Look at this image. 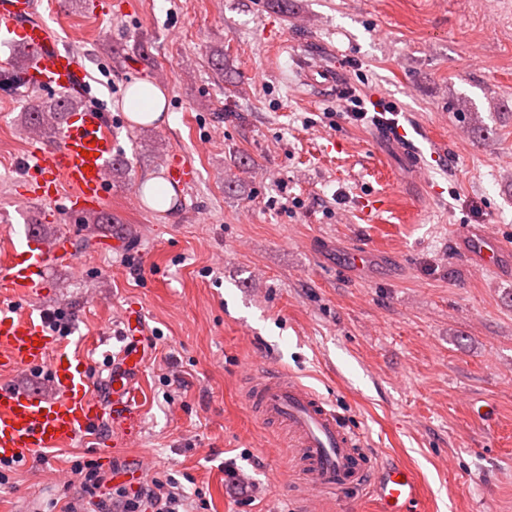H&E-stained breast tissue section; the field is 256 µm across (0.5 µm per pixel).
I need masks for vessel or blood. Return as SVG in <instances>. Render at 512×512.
Here are the masks:
<instances>
[{"label": "vessel or blood", "mask_w": 512, "mask_h": 512, "mask_svg": "<svg viewBox=\"0 0 512 512\" xmlns=\"http://www.w3.org/2000/svg\"><path fill=\"white\" fill-rule=\"evenodd\" d=\"M34 0H0V44L35 48V61L26 74L29 90L41 95L84 94L87 71L80 55L59 46L48 29L29 22ZM303 80L326 90L335 88L333 68L309 66ZM117 156L112 125L96 107L72 113L56 144L36 146L23 171L28 198L71 216L105 203L112 195L109 173ZM70 194H63V187ZM455 237L461 252L478 269L512 266V248L489 230L460 227ZM79 264L68 238L44 246L28 237L13 251L5 268L6 284L19 301L32 299L43 287L48 269L58 263ZM56 341L42 322L0 304V371L33 372L48 368L58 394L47 398L0 384V461L22 462L37 451L70 444L104 421H128L134 413L136 351L125 347L112 363L107 393L96 392L87 364L74 356L55 354ZM244 403L266 423L286 426L298 450L307 493L369 489L382 512H408L420 496L414 470L407 465L383 469L363 438L343 424L334 409L295 375L272 368L244 390Z\"/></svg>", "instance_id": "b4317fda"}]
</instances>
